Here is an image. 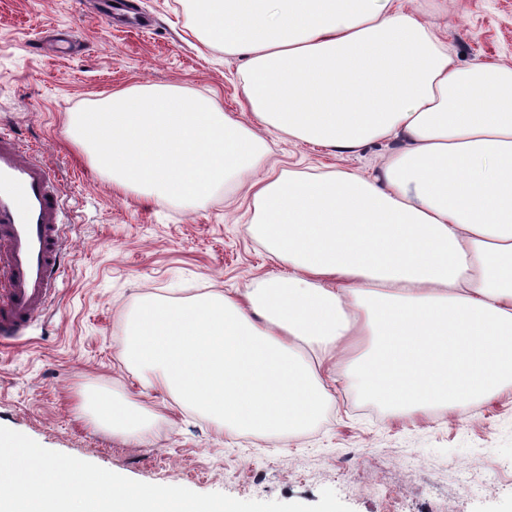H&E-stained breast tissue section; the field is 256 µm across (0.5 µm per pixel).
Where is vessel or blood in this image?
I'll return each mask as SVG.
<instances>
[{
	"label": "vessel or blood",
	"instance_id": "vessel-or-blood-1",
	"mask_svg": "<svg viewBox=\"0 0 512 512\" xmlns=\"http://www.w3.org/2000/svg\"><path fill=\"white\" fill-rule=\"evenodd\" d=\"M64 187L35 148L0 130V346L41 313L62 274L58 248Z\"/></svg>",
	"mask_w": 512,
	"mask_h": 512
}]
</instances>
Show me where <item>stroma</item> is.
Masks as SVG:
<instances>
[{"mask_svg": "<svg viewBox=\"0 0 512 512\" xmlns=\"http://www.w3.org/2000/svg\"><path fill=\"white\" fill-rule=\"evenodd\" d=\"M146 32L113 27L80 0H0V121L38 149L64 184L57 294L23 342L0 351V426L41 446L128 477L240 500L315 504L334 489L353 512H512V390L461 414L437 408L414 421L356 393L342 396L295 436L235 434L164 391L143 390L122 357L126 326L144 299L189 302L244 287L288 267L253 240L250 176L197 202L143 199L71 137L74 116L112 92L175 86L212 96L249 123L242 62L205 45L191 0H138ZM432 23L457 66H512V0H408ZM51 27L73 29L83 51L38 50ZM285 171L372 170L399 144L381 140L341 159L331 149L266 137ZM97 397L156 411L151 427L115 433L84 401ZM468 477L477 494L464 493Z\"/></svg>", "mask_w": 512, "mask_h": 512, "instance_id": "1", "label": "stroma"}]
</instances>
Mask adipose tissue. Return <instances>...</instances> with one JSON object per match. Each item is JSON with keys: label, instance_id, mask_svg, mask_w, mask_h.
<instances>
[{"label": "adipose tissue", "instance_id": "1", "mask_svg": "<svg viewBox=\"0 0 512 512\" xmlns=\"http://www.w3.org/2000/svg\"><path fill=\"white\" fill-rule=\"evenodd\" d=\"M264 127L378 170L267 172L252 237L288 266L151 302L124 358L218 425L294 435L347 390L392 415L512 389V68L455 65L405 0H196Z\"/></svg>", "mask_w": 512, "mask_h": 512}]
</instances>
